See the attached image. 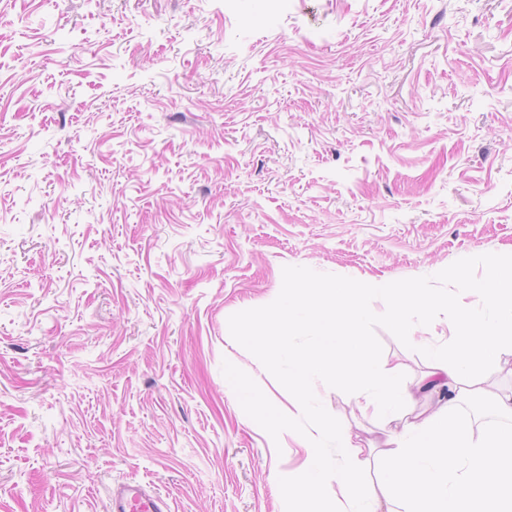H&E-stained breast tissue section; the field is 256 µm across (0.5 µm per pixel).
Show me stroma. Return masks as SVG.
Instances as JSON below:
<instances>
[{
  "label": "stroma",
  "mask_w": 512,
  "mask_h": 512,
  "mask_svg": "<svg viewBox=\"0 0 512 512\" xmlns=\"http://www.w3.org/2000/svg\"><path fill=\"white\" fill-rule=\"evenodd\" d=\"M511 250L512 0H0V512H300L312 424L274 431L243 325L296 276L445 291ZM361 333L407 383L448 327L379 298ZM113 512H168L170 506L160 495H151L140 484H121L112 491Z\"/></svg>",
  "instance_id": "1"
}]
</instances>
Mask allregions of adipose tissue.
<instances>
[{
    "label": "adipose tissue",
    "mask_w": 512,
    "mask_h": 512,
    "mask_svg": "<svg viewBox=\"0 0 512 512\" xmlns=\"http://www.w3.org/2000/svg\"><path fill=\"white\" fill-rule=\"evenodd\" d=\"M484 262L489 272L485 282L472 281L458 267L448 273L457 290L446 294L395 280L365 279L324 287L300 278L291 284L279 312L251 320L250 338L270 354L291 404L311 417L317 442L336 443L346 457L345 465L339 467L312 451L315 477L292 486L295 499L312 502L336 489L341 499L329 512H380L392 498L403 500L406 512H482L487 499L498 504L501 512H512V432L494 429L473 437L454 418L463 389L475 397H490L498 413L512 417V391L488 392L483 376L471 370L472 363L489 366L512 356V252L487 255ZM473 292L482 296L478 313L458 300L459 294ZM383 294L388 297L387 316L396 328H403L413 317L428 319L434 311L445 316V342L423 341L431 361L421 383L447 388L450 397L444 409L428 418L405 413L412 390L396 384L397 367L375 360L361 334L373 301ZM297 334L309 337L305 349L292 345L291 338ZM327 363L335 370L354 372L352 396L361 411L399 422L389 434L388 449L375 462L382 472L376 491L357 492L363 470L374 462L316 404L315 383Z\"/></svg>",
    "instance_id": "ef3b65f1"
}]
</instances>
